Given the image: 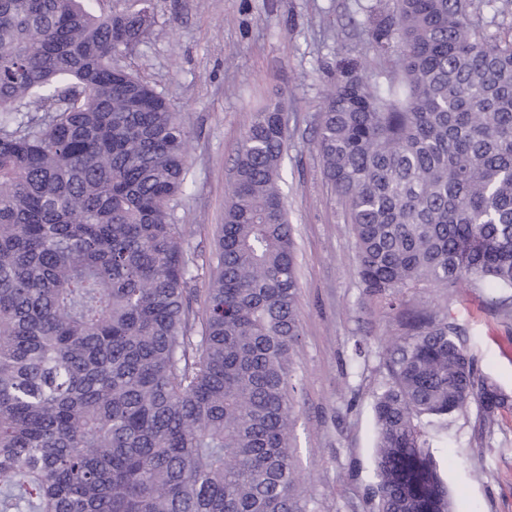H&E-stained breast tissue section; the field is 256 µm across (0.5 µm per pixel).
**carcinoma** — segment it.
<instances>
[{
    "mask_svg": "<svg viewBox=\"0 0 512 512\" xmlns=\"http://www.w3.org/2000/svg\"><path fill=\"white\" fill-rule=\"evenodd\" d=\"M0 0V512H309L291 444L300 336L288 119L237 146L203 308L174 201L190 129L121 60L152 17ZM382 0L388 97L342 59L316 146L365 292L512 289V0ZM355 73V80L346 73ZM373 404L370 512H457L422 418L512 404L458 328L401 314Z\"/></svg>",
    "mask_w": 512,
    "mask_h": 512,
    "instance_id": "carcinoma-1",
    "label": "carcinoma"
}]
</instances>
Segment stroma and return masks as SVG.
<instances>
[{"mask_svg": "<svg viewBox=\"0 0 512 512\" xmlns=\"http://www.w3.org/2000/svg\"><path fill=\"white\" fill-rule=\"evenodd\" d=\"M376 0H151L154 23L128 68L191 127L186 191L175 209L199 252L196 288H207L224 222L237 146L255 112L288 115L281 188L297 254L301 337L293 353V446L311 512H368L376 443L372 405L384 381L382 349L402 335L396 315L366 296L345 205L322 173L319 116L337 62L369 59L383 84L395 57L370 60L366 19ZM503 293L479 285L403 292L406 309L457 324L481 370L512 397V314ZM435 455L463 512H512V408L490 432L477 410L448 420Z\"/></svg>", "mask_w": 512, "mask_h": 512, "instance_id": "35a3bbf8", "label": "stroma"}]
</instances>
